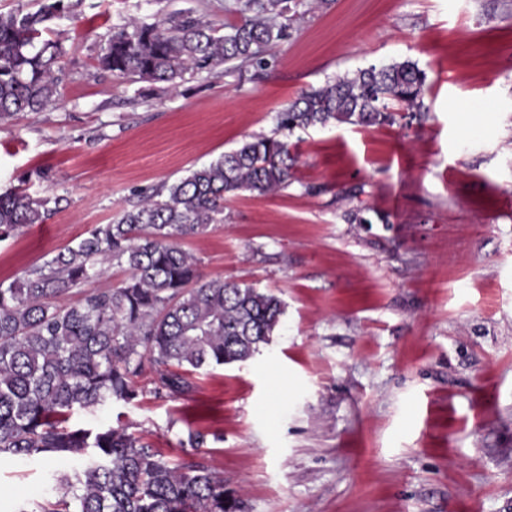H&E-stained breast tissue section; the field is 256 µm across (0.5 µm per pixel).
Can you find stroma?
Instances as JSON below:
<instances>
[{
	"label": "stroma",
	"mask_w": 512,
	"mask_h": 512,
	"mask_svg": "<svg viewBox=\"0 0 512 512\" xmlns=\"http://www.w3.org/2000/svg\"><path fill=\"white\" fill-rule=\"evenodd\" d=\"M224 0H80L47 22L60 97L0 123V194L52 199L0 243L11 282L253 135L303 91L369 65L427 73L411 126L295 131L284 190L227 197L181 246L206 278L277 295L282 325L244 363L132 403L74 411L174 464L224 477L240 512H512V0H324L254 82L218 69L178 90L101 68L112 30ZM362 212L363 222L352 216ZM205 435L201 450L188 434ZM62 462L0 458V512H35Z\"/></svg>",
	"instance_id": "35a3bbf8"
}]
</instances>
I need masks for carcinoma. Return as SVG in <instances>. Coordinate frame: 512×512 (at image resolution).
I'll return each mask as SVG.
<instances>
[{
	"mask_svg": "<svg viewBox=\"0 0 512 512\" xmlns=\"http://www.w3.org/2000/svg\"><path fill=\"white\" fill-rule=\"evenodd\" d=\"M239 21L219 30L186 9L151 24L131 20L102 48L103 69L175 90L185 75L222 67L253 81L269 68L267 50L287 39L302 0H233ZM74 7L42 0L35 12L0 11V121L39 112L60 95L58 41L45 22ZM427 73L412 60L358 69L304 91L279 110L272 135L253 136L179 181L143 195L111 224L5 286L0 283V456L85 459L52 474L56 495L36 512H239L224 478L203 464L173 465L122 428L65 425L75 408L131 403L150 363L156 390L183 395L189 374L246 362L271 342L283 301L222 278L205 279L178 240L224 221V200L288 187L295 130L350 124H412ZM46 198L0 194V241L42 224ZM113 264L127 280L89 284ZM79 302L62 297L73 290Z\"/></svg>",
	"mask_w": 512,
	"mask_h": 512,
	"instance_id": "obj_1",
	"label": "carcinoma"
}]
</instances>
